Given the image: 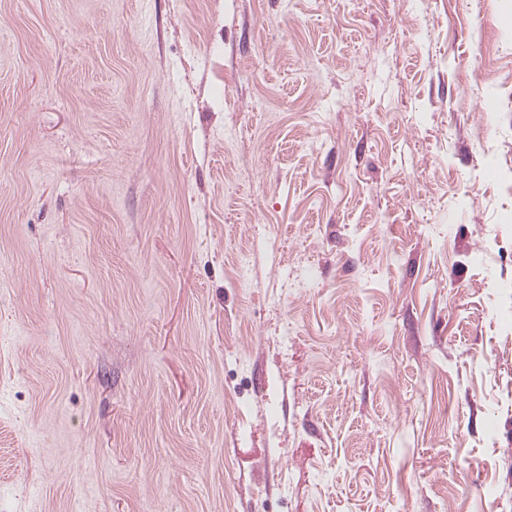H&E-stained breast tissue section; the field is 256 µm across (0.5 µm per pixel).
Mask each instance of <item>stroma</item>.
Masks as SVG:
<instances>
[{
  "instance_id": "obj_1",
  "label": "stroma",
  "mask_w": 512,
  "mask_h": 512,
  "mask_svg": "<svg viewBox=\"0 0 512 512\" xmlns=\"http://www.w3.org/2000/svg\"><path fill=\"white\" fill-rule=\"evenodd\" d=\"M0 512H512V0H0Z\"/></svg>"
}]
</instances>
